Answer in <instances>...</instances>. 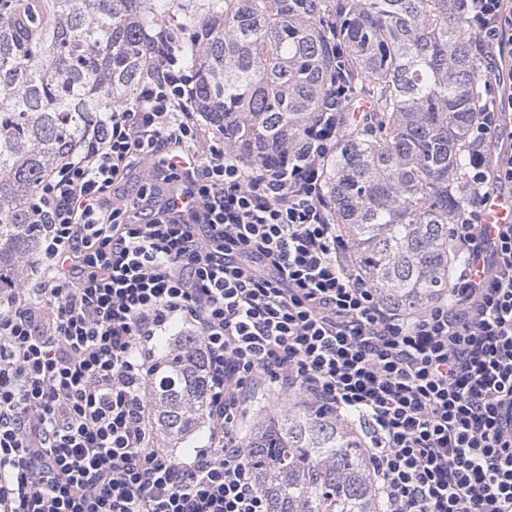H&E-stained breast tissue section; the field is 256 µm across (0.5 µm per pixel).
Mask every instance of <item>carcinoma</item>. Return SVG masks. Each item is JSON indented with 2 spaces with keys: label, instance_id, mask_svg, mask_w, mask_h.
<instances>
[{
  "label": "carcinoma",
  "instance_id": "1",
  "mask_svg": "<svg viewBox=\"0 0 512 512\" xmlns=\"http://www.w3.org/2000/svg\"><path fill=\"white\" fill-rule=\"evenodd\" d=\"M185 0H0V272L37 250L27 201L86 132L146 74L155 44L191 72L196 109L244 160L302 140L337 65L348 122L322 191L364 276L407 313L448 287V224L465 205L469 136L485 102L474 34L458 0H204L177 41ZM149 423L175 459L201 433L210 384L193 336L159 346ZM270 512H377L361 435L288 400L260 407L241 437Z\"/></svg>",
  "mask_w": 512,
  "mask_h": 512
}]
</instances>
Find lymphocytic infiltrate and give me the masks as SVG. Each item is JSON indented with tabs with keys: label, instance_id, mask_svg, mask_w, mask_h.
I'll return each mask as SVG.
<instances>
[{
	"label": "lymphocytic infiltrate",
	"instance_id": "f902f5d3",
	"mask_svg": "<svg viewBox=\"0 0 512 512\" xmlns=\"http://www.w3.org/2000/svg\"><path fill=\"white\" fill-rule=\"evenodd\" d=\"M459 7L486 101L448 226L458 262L415 313L360 273L322 192L342 82L299 143L245 161L156 54L134 106L28 202L40 252L0 286V512H268L238 434L262 391L353 420L379 512H512V224L491 243L481 227L490 189L512 187V0ZM180 324L210 386L204 443L176 461L146 392Z\"/></svg>",
	"mask_w": 512,
	"mask_h": 512
}]
</instances>
